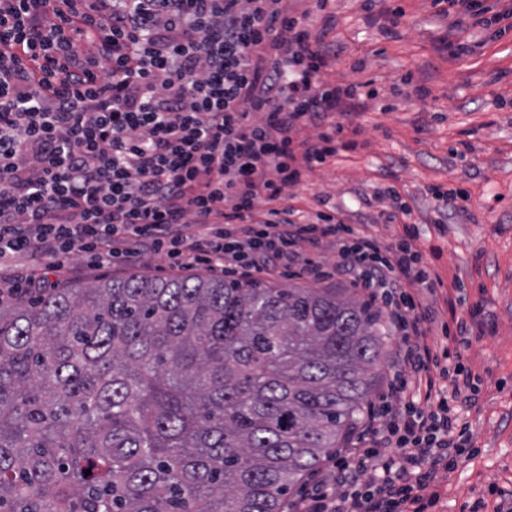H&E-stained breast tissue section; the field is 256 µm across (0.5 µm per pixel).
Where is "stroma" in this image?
<instances>
[{"label": "stroma", "instance_id": "35a3bbf8", "mask_svg": "<svg viewBox=\"0 0 512 512\" xmlns=\"http://www.w3.org/2000/svg\"><path fill=\"white\" fill-rule=\"evenodd\" d=\"M394 32L359 0H332L328 38L340 82L373 80L378 92L358 116L360 147L341 150L288 188L300 214L336 207L352 224L391 240L415 225L417 247L443 284L432 298L439 320L481 307L487 332H474L465 357L480 393L463 408L475 452L444 474L430 512H494L512 507V30L480 27L464 37L473 53L449 60L446 24L430 0H400ZM412 83H405V76ZM430 90L427 99L416 85ZM394 189L396 199L385 196ZM458 193V213L439 209L434 191ZM383 203H375V196ZM404 202L406 212L394 209ZM162 256L137 254L112 266L74 255L62 279L85 284L133 274L171 275Z\"/></svg>", "mask_w": 512, "mask_h": 512}]
</instances>
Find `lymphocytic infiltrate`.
<instances>
[{"label": "lymphocytic infiltrate", "instance_id": "1", "mask_svg": "<svg viewBox=\"0 0 512 512\" xmlns=\"http://www.w3.org/2000/svg\"><path fill=\"white\" fill-rule=\"evenodd\" d=\"M283 2L0 0V300L53 288L76 253L109 265L146 250L243 276L284 262L320 280L319 252L335 245L336 275L401 336L391 400L286 512H427V489L471 454L460 408L478 394L464 350L479 311L442 324L449 346L433 349L427 296L441 281L414 226L383 243L336 210L308 220L283 205L308 170L357 147L353 117L377 96L371 81L330 78V0ZM431 2L454 59L472 51L469 21H512V6ZM309 124L320 133L298 138ZM20 256L38 274H15Z\"/></svg>", "mask_w": 512, "mask_h": 512}]
</instances>
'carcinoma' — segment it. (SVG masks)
I'll use <instances>...</instances> for the list:
<instances>
[{"mask_svg": "<svg viewBox=\"0 0 512 512\" xmlns=\"http://www.w3.org/2000/svg\"><path fill=\"white\" fill-rule=\"evenodd\" d=\"M384 341L363 301L254 278L0 301V512H283Z\"/></svg>", "mask_w": 512, "mask_h": 512, "instance_id": "obj_1", "label": "carcinoma"}]
</instances>
